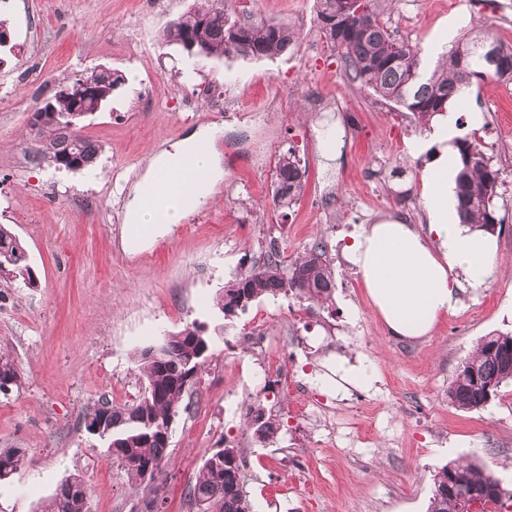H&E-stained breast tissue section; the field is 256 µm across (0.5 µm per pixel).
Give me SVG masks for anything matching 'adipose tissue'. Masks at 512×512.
Masks as SVG:
<instances>
[{
    "label": "adipose tissue",
    "instance_id": "1",
    "mask_svg": "<svg viewBox=\"0 0 512 512\" xmlns=\"http://www.w3.org/2000/svg\"><path fill=\"white\" fill-rule=\"evenodd\" d=\"M458 115L446 112L433 118L424 134L410 141L411 154L425 157L421 176V205L426 230L398 219L363 227L345 250L368 300L390 335L420 338L430 335L437 321L455 310L465 290L487 287L496 262L493 234L472 232L458 221L454 193L456 166L453 141L460 137ZM210 128L193 131L171 149L156 153L132 189L126 219L149 225L152 232L182 223L184 214L167 191L153 206L143 199L145 185L175 181L205 200L224 171L214 153L197 154L196 147L213 140ZM207 172L203 181L189 179L185 165Z\"/></svg>",
    "mask_w": 512,
    "mask_h": 512
}]
</instances>
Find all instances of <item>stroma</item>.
<instances>
[{
	"label": "stroma",
	"mask_w": 512,
	"mask_h": 512,
	"mask_svg": "<svg viewBox=\"0 0 512 512\" xmlns=\"http://www.w3.org/2000/svg\"><path fill=\"white\" fill-rule=\"evenodd\" d=\"M193 0H10L15 56L0 68V224L27 250L34 288L0 278V353L20 383L0 393V448L23 464L0 483V512H39L72 475L91 489L88 512H138L134 489L106 444L81 424L99 400L123 406L145 379L138 357L186 324H204L212 356L193 403L171 429L166 512H197L187 492L208 453L239 446L254 512H428L442 467L478 460L512 491V385L487 408L462 411L447 391L458 364L487 335H512V81L473 84L461 122L501 170L494 202L498 256L487 288L465 291L431 335L389 336L345 258L353 232L385 217L425 226L423 161L407 149L420 131L353 82L318 29L315 0H237L236 8L285 21L299 44L268 59L211 60L197 69L160 33ZM385 20L418 47L443 25L488 21L512 45V0H399ZM118 71L125 83L88 118L102 147L77 173L36 167L21 141L28 117L74 72ZM212 94H205V86ZM320 111H311L314 102ZM201 126L221 128L214 147L224 178L200 217L151 236L137 251L122 236L126 189L151 154ZM294 149L308 170L302 198L271 206L276 159ZM293 260L325 240L333 305L305 313L293 298L253 303L228 320L217 301L234 274L258 262L269 236ZM269 336L292 381L260 385L247 372L265 360L251 333ZM338 357L370 383L324 381ZM258 406L280 424L263 445L245 430Z\"/></svg>",
	"instance_id": "35a3bbf8"
}]
</instances>
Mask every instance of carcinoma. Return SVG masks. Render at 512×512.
Here are the masks:
<instances>
[{
    "label": "carcinoma",
    "instance_id": "cac0c4a2",
    "mask_svg": "<svg viewBox=\"0 0 512 512\" xmlns=\"http://www.w3.org/2000/svg\"><path fill=\"white\" fill-rule=\"evenodd\" d=\"M395 2L367 0L364 14L357 16L351 0H316V16L320 30L340 54L352 80L411 113L419 126H428L475 82L512 81V46L503 45L482 24L477 35L459 39L431 74L424 75L420 50L395 38L384 20ZM162 39L194 58L203 55L207 62L216 57L262 59L279 55L299 41L300 33L285 22L242 17L234 8V0H194L188 11L169 22ZM489 50L498 57L495 66L487 61ZM122 84V75L96 67L59 83L48 104L31 113L34 122L27 125L24 155L35 166L56 171H81L96 164L101 148L81 134L87 119L83 108L98 101L107 105ZM455 147L461 166L456 187L460 221L493 231L502 223L493 203L500 169L473 134L456 139ZM306 182V167L293 150L278 155L272 181L273 207L285 209L297 203ZM278 246V239H270L272 259L237 273L224 286L219 303L224 317H237L253 302L279 296L297 299L305 304L307 313L329 308L335 282L326 243L318 241L290 263L275 254ZM0 277L20 280L29 288L37 285L26 249L4 224H0ZM159 346L164 352L156 357L148 349L140 354L145 389L138 400L123 407L103 401L82 417V424L99 427L98 438L108 443V452L137 486L146 484V468L160 472L165 466L171 424L211 357L212 340L205 326L192 322L164 337ZM485 379L495 380L488 392ZM18 380L13 361L1 354L0 392ZM511 383L512 336H485L455 371L448 386V403L460 410H481L501 387ZM247 426L261 443L273 440L279 430L276 419L260 407L248 410ZM24 457L21 448H0V482L17 471ZM243 467L244 457L236 446L213 451L188 488L198 512H253L241 479ZM88 495L83 479L69 477L44 501L41 512H86ZM506 497L512 501V495L480 464H449L434 475L429 512H463L471 501L490 504L491 512H503Z\"/></svg>",
    "mask_w": 512,
    "mask_h": 512
}]
</instances>
